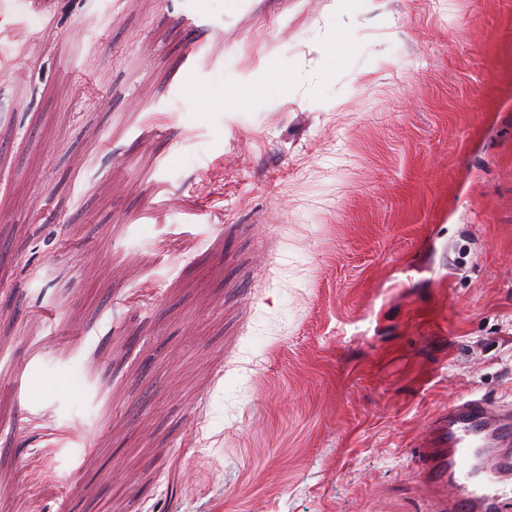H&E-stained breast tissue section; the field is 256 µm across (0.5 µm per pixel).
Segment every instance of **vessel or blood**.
I'll return each mask as SVG.
<instances>
[{"mask_svg":"<svg viewBox=\"0 0 512 512\" xmlns=\"http://www.w3.org/2000/svg\"><path fill=\"white\" fill-rule=\"evenodd\" d=\"M435 512H502L512 502V409L461 398L415 457Z\"/></svg>","mask_w":512,"mask_h":512,"instance_id":"b4317fda","label":"vessel or blood"}]
</instances>
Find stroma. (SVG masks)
I'll return each instance as SVG.
<instances>
[{"instance_id":"obj_1","label":"stroma","mask_w":512,"mask_h":512,"mask_svg":"<svg viewBox=\"0 0 512 512\" xmlns=\"http://www.w3.org/2000/svg\"><path fill=\"white\" fill-rule=\"evenodd\" d=\"M332 2L0 0V512H426L512 405V0ZM512 409L461 398L430 426L415 457L436 512H499L512 501Z\"/></svg>"}]
</instances>
